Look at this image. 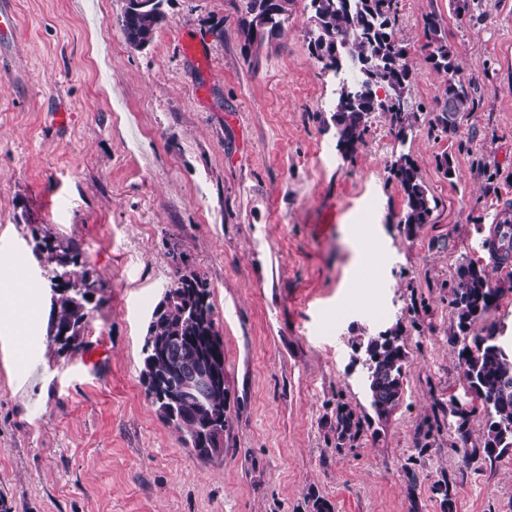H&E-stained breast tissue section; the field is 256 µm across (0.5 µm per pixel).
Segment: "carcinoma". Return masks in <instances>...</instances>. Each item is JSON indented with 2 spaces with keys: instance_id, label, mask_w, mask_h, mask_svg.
I'll return each mask as SVG.
<instances>
[{
  "instance_id": "obj_1",
  "label": "carcinoma",
  "mask_w": 512,
  "mask_h": 512,
  "mask_svg": "<svg viewBox=\"0 0 512 512\" xmlns=\"http://www.w3.org/2000/svg\"><path fill=\"white\" fill-rule=\"evenodd\" d=\"M164 0H155L150 11H124L118 25L129 43L144 46L151 43L155 32L164 20ZM291 0H246V14L242 33L244 47L260 48L264 41L280 34L288 14ZM395 0H310L315 26L309 31L310 43H336L343 56L362 64L369 59L380 62L381 67L371 71L374 88L390 90L384 99L372 100L363 95L352 99L338 95L331 120L335 129L336 147L345 154L355 153L365 145L368 123L377 112L386 115L391 132L400 143H405L408 131L416 122L413 112H395L390 102L410 90L414 76L407 59L403 40L398 35ZM425 42L422 50L432 67L446 75L444 92L436 100L429 133L437 132L448 137L454 135L475 105L473 93L476 79L470 71L460 67L457 54L448 41L441 19L432 11L425 15L423 24ZM390 170L399 183L405 202L401 219L406 234L429 223L434 199L429 196L417 166L409 155L394 157ZM497 263L512 262V220L498 225L497 234L484 242ZM82 254V244L70 241L57 254L47 250L45 260L61 266L77 263ZM200 293L211 298L206 278L194 273L177 274L173 293L160 300L165 311L150 323L145 342L155 343L167 336H180L182 340L170 345L165 356L159 358L153 376L164 383L163 392L180 390L184 379L192 372L210 364L224 366V342L216 328L212 303L198 309L197 315L184 314L187 296ZM90 290L79 292L63 289L53 300L51 326L69 331L65 345L78 351L83 346L82 329L87 318L85 303ZM501 291L491 285L486 269L471 260L458 265L451 286L450 305L454 319L449 334L467 338L486 315L497 307ZM365 346L367 361L366 381L370 405L377 417H388L397 407L404 391V379L409 367L408 352L399 329L386 330L376 336L360 339ZM464 360L465 375L470 389L480 401L485 412L482 448L473 454H482L491 463L512 450V352L504 349L493 329L485 336L476 337L475 349L463 347L459 353ZM158 412L173 427L188 434L193 450L204 463L219 460L198 449L200 429L210 423H224L227 397L224 387L172 403L160 394L147 391ZM442 414L458 418L455 433L462 440L468 439L466 412L449 403L440 407ZM363 419L347 407L336 411V449L340 450L360 437Z\"/></svg>"
}]
</instances>
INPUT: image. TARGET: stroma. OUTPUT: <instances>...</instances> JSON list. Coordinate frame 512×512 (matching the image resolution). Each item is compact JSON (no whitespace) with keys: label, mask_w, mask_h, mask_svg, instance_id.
I'll return each mask as SVG.
<instances>
[{"label":"stroma","mask_w":512,"mask_h":512,"mask_svg":"<svg viewBox=\"0 0 512 512\" xmlns=\"http://www.w3.org/2000/svg\"><path fill=\"white\" fill-rule=\"evenodd\" d=\"M127 0H14L17 38L0 51V265L21 266L38 305L31 349L0 335V512H512V452L471 458L484 413L450 338L459 262L488 268L502 296L486 325L512 337V270L482 242L512 203V0H396L415 79L406 142L376 118L351 156L336 147L337 80L309 52V0L247 53L243 0H164L150 46L118 24ZM436 12L475 106L452 137L428 132L445 87L421 49ZM200 36L205 66L185 56ZM73 114L64 126L51 114ZM414 159L435 200L406 235L390 171ZM454 161L446 177L442 154ZM75 239L97 289L83 350L50 333V270L34 240ZM209 282L224 338L222 460L204 464L157 413L142 379L151 314L175 279L170 251ZM379 260L359 266V254ZM401 326L404 392L374 414L355 340ZM469 410L456 439L441 405ZM345 404L366 422L352 446L332 426ZM416 482H409L408 472Z\"/></svg>","instance_id":"obj_1"}]
</instances>
